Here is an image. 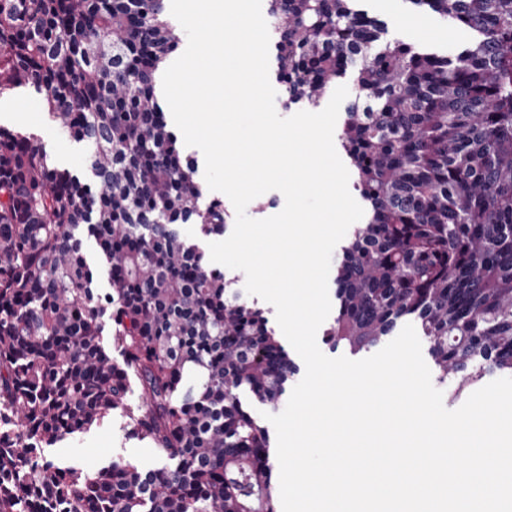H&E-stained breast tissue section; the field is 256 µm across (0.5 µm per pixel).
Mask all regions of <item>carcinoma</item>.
<instances>
[{
	"instance_id": "carcinoma-1",
	"label": "carcinoma",
	"mask_w": 512,
	"mask_h": 512,
	"mask_svg": "<svg viewBox=\"0 0 512 512\" xmlns=\"http://www.w3.org/2000/svg\"><path fill=\"white\" fill-rule=\"evenodd\" d=\"M167 2L0 0V95L40 94L96 176L0 126V512H277L270 432L241 393L274 407L298 368L178 230L223 232L224 203L199 207L158 101L182 42ZM410 2L470 41L379 49L356 0H269L270 41L288 105L354 69L338 141L367 217L325 343L356 355L410 319L457 401L512 375V0ZM116 414L161 465L51 454Z\"/></svg>"
}]
</instances>
